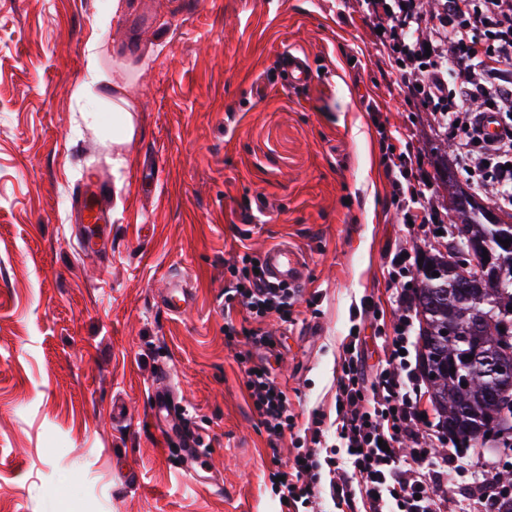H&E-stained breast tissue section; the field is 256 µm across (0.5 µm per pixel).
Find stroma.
<instances>
[{
    "label": "stroma",
    "mask_w": 512,
    "mask_h": 512,
    "mask_svg": "<svg viewBox=\"0 0 512 512\" xmlns=\"http://www.w3.org/2000/svg\"><path fill=\"white\" fill-rule=\"evenodd\" d=\"M100 2L0 0V512H281L273 456L292 458L313 418L334 434L350 333L373 378L397 313L389 257L428 248L392 200L390 147L411 138L412 175L434 176L447 214V140L356 0ZM94 37L137 103L120 168L111 98L75 96ZM287 50L309 84L286 83ZM91 178L112 211L105 254L76 221ZM283 241L308 273L292 322L267 319L273 348L253 354L296 414L275 454L244 347L224 341V290L237 253ZM171 273L195 294L177 316L159 304ZM160 378L195 462L152 418Z\"/></svg>",
    "instance_id": "stroma-1"
}]
</instances>
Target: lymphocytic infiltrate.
<instances>
[{
  "label": "lymphocytic infiltrate",
  "instance_id": "1",
  "mask_svg": "<svg viewBox=\"0 0 512 512\" xmlns=\"http://www.w3.org/2000/svg\"><path fill=\"white\" fill-rule=\"evenodd\" d=\"M363 13L377 19L379 40L421 111L430 113L454 146L455 166L474 193L486 194L500 209H512V0H361ZM458 68L460 80L449 83L448 71ZM495 113L507 133L483 138L477 125L481 113ZM399 152L393 197L419 227L442 223L426 191L430 179L412 185ZM250 253L229 264L227 308H240L245 326L224 320L228 342L245 337L248 345L273 344L263 328L266 318L290 321L298 292L287 284L255 273ZM413 257L394 255L389 282L400 315L387 340L391 348L372 382H365L355 357H345L336 392L337 453L321 457L323 431L310 427L307 444L298 446L290 469L276 468L274 488L287 501L288 512H316L321 494L348 512H442L448 498V473L462 478L470 503L482 512H496L512 497V484L486 472L454 466L455 451L438 428H422L418 408L423 381L408 352L412 346L416 309L404 285ZM246 389L270 444L281 441L295 426L296 415L285 391L269 368L250 366Z\"/></svg>",
  "mask_w": 512,
  "mask_h": 512
}]
</instances>
